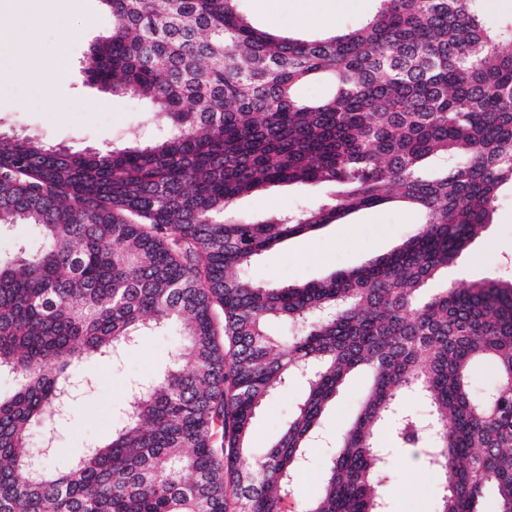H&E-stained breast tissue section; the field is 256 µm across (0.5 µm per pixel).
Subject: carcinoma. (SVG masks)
I'll use <instances>...</instances> for the list:
<instances>
[{
    "label": "carcinoma",
    "instance_id": "1",
    "mask_svg": "<svg viewBox=\"0 0 512 512\" xmlns=\"http://www.w3.org/2000/svg\"><path fill=\"white\" fill-rule=\"evenodd\" d=\"M112 29L86 81L150 108L159 135L107 149L0 136V228L38 243L0 259V512H285L325 411L349 376L370 386L305 512H383V426L444 478L438 512H512V280L423 291L490 224L512 187V25L481 0H375L347 32L254 26L243 0H99ZM331 84L311 100L298 86ZM442 160L433 177L426 161ZM283 183L331 201L264 221L234 206ZM398 197L422 215L393 252L301 285L258 283L257 256ZM293 328L286 340L269 326ZM172 329L163 377L107 443L62 471L63 395L88 358ZM493 367L478 393L472 371ZM280 437L245 463L256 416L296 375ZM422 399L421 416L404 406Z\"/></svg>",
    "mask_w": 512,
    "mask_h": 512
}]
</instances>
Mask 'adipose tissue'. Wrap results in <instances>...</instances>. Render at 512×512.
<instances>
[{
  "label": "adipose tissue",
  "mask_w": 512,
  "mask_h": 512,
  "mask_svg": "<svg viewBox=\"0 0 512 512\" xmlns=\"http://www.w3.org/2000/svg\"><path fill=\"white\" fill-rule=\"evenodd\" d=\"M51 0H27L24 11H17L16 0H0V38H7L14 68L30 67L32 33L49 15Z\"/></svg>",
  "instance_id": "1"
}]
</instances>
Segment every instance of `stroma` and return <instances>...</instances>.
Masks as SVG:
<instances>
[{
	"mask_svg": "<svg viewBox=\"0 0 512 512\" xmlns=\"http://www.w3.org/2000/svg\"><path fill=\"white\" fill-rule=\"evenodd\" d=\"M373 9V0H245L244 12L252 24L267 31L306 36L317 31L307 22L311 14L325 18L326 33L341 34L351 23L368 18ZM50 12L51 20L33 34V55L46 78L39 82L17 75L0 83V130L34 135L49 145L73 151L107 145L140 132L147 105L129 97H104L87 84L82 72L89 44L112 25L99 0H68L65 6L51 7ZM61 54L70 60V70L63 76L54 68ZM328 196L325 186L307 191L281 184L243 196L237 210L253 219H265L302 205L319 204ZM420 222L416 209L398 201L361 210L264 253L249 274L259 282L285 285L318 280L389 254ZM492 273L512 277V189L507 187L499 194L491 223L474 240L468 254L449 269L448 279L458 284ZM174 343L173 337L146 333L118 363L90 360L78 367V376L89 385L78 391L53 466L64 467L84 448L111 438L134 384L155 381L167 365ZM368 383L365 375L353 376L326 411L320 438L307 450V467L294 491V512H302L306 503L320 494L336 435L356 414ZM305 386L304 377H295L287 390L263 407L251 434L254 455H261L277 439ZM386 473L385 512H437L443 479L424 467L419 449L391 447Z\"/></svg>",
	"mask_w": 512,
	"mask_h": 512,
	"instance_id": "1",
	"label": "stroma"
}]
</instances>
